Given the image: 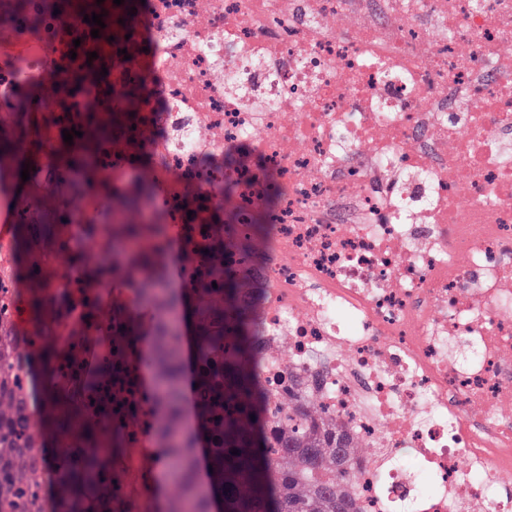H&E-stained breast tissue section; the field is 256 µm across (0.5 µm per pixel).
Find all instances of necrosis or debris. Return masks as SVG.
Masks as SVG:
<instances>
[{
	"label": "necrosis or debris",
	"mask_w": 512,
	"mask_h": 512,
	"mask_svg": "<svg viewBox=\"0 0 512 512\" xmlns=\"http://www.w3.org/2000/svg\"><path fill=\"white\" fill-rule=\"evenodd\" d=\"M36 10L31 30L0 19V54L17 61L0 68L1 113L20 74L53 112L87 50L112 52L83 12ZM132 14L109 109L136 80L148 121L106 147L101 172L149 149L176 224L232 180L242 235L277 181L263 319L292 357L268 359L267 381L323 370L322 404L381 450L360 470L363 512L399 497L512 512V490L485 480L512 472V0H147ZM240 145L261 166L225 168ZM33 176L60 188L70 239L96 257L86 229L111 198L70 199L48 159Z\"/></svg>",
	"instance_id": "1"
}]
</instances>
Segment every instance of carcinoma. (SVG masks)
I'll use <instances>...</instances> for the list:
<instances>
[{"mask_svg": "<svg viewBox=\"0 0 512 512\" xmlns=\"http://www.w3.org/2000/svg\"><path fill=\"white\" fill-rule=\"evenodd\" d=\"M61 12L89 11L108 18L107 33L114 37L115 50L126 48L127 27L121 16L110 13L108 0H58ZM119 55L94 58L71 75L79 87L93 85L96 94L86 101L77 119L64 111L24 114L26 151L33 161L46 154L42 136L45 129L75 128L83 136L69 144L58 139L53 162L80 173V180L68 184V195L80 200L90 193L112 194V211L100 225L96 239L112 260L92 264L79 257L77 282L87 291L112 276L120 280L118 268L129 265L143 272L150 287L139 292L148 306L161 315L146 322L150 348L145 357L152 369L158 392L146 408L145 422L136 419L112 421L107 432L103 419L87 411L79 396L59 392L51 397L52 420L66 442V452L77 448L84 455L58 483V512H138L140 505L118 495L122 477L129 470L127 453L141 437H154L162 449L175 493L166 501L164 512H362L353 492V475L363 463L360 440L337 419L321 408L313 410L312 374L288 373V396L269 400L263 373L267 359L266 327L256 310L257 286L265 259L256 241L269 237L268 214L277 192L268 189L252 219V232L242 238L236 226L238 214L234 186L226 182L224 205L211 208L203 201L193 210L209 220L204 248L208 252L185 255L189 289L169 288L165 265L153 259L164 246V228L169 214L152 215L147 223L136 222L149 184L112 180V191L96 184V158L109 140L126 137L132 125L140 124L138 101L141 86L129 83L124 94L130 106L103 121L100 109L107 104L102 68H110ZM12 134L0 135V187L22 170L13 161ZM50 222L46 232L54 238L55 249L66 247L68 223ZM21 254L15 266L0 268V455L11 454L21 466L0 461V484L15 487L14 512H46L44 484L33 478L39 465L29 410L25 365L29 355L16 336L19 315L27 316L28 346L37 349L51 363V381L60 383L63 363L52 337L56 327L45 311L46 288L57 278L54 260L42 252L30 270L36 273L26 294L18 292ZM190 306L197 345L196 395L193 413L197 424L184 421L181 363L183 346L176 313ZM112 331L131 337L112 352V374L118 377L121 364L136 351L139 333L128 319L121 297L112 298ZM207 439L213 473L207 488L196 479L198 448ZM238 454H232V451Z\"/></svg>", "mask_w": 512, "mask_h": 512, "instance_id": "1", "label": "carcinoma"}]
</instances>
